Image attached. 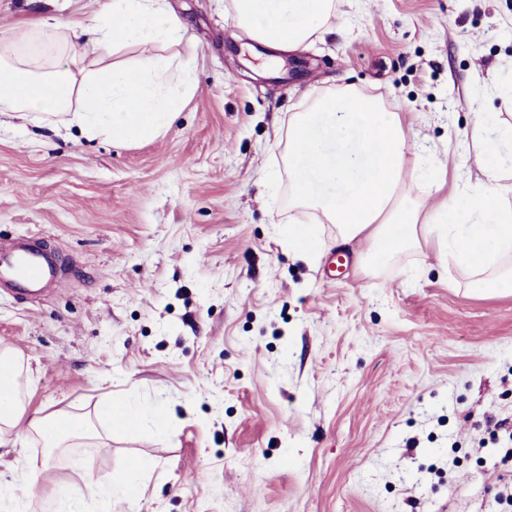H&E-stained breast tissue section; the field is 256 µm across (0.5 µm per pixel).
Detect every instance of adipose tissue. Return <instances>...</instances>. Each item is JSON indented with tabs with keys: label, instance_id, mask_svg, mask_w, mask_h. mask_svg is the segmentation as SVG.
Segmentation results:
<instances>
[{
	"label": "adipose tissue",
	"instance_id": "obj_1",
	"mask_svg": "<svg viewBox=\"0 0 512 512\" xmlns=\"http://www.w3.org/2000/svg\"><path fill=\"white\" fill-rule=\"evenodd\" d=\"M239 27L251 40L280 51L301 48L326 26L336 0H232ZM87 40L82 26L57 34L55 24L32 23L26 46H0V112H19L35 122L69 115L81 132L123 142L165 133L184 103L188 84L173 85L179 64L197 52L186 41L183 19L165 0H108ZM180 45L181 61L146 56L133 64L111 63L129 41ZM480 175L430 211L405 189L407 154L419 147L402 113L377 97L347 87L311 99L288 120L283 161L291 179V205L310 212L313 224H331L336 240L365 241L359 263L387 265L397 254L430 242L462 269L478 293L512 285V203L503 183L505 151H512V124L483 112L474 134ZM31 372L9 351L0 352V447L37 437L46 447L94 437L93 428L65 413L27 408Z\"/></svg>",
	"mask_w": 512,
	"mask_h": 512
}]
</instances>
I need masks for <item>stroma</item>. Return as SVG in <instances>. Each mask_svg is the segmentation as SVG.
I'll return each instance as SVG.
<instances>
[{
	"label": "stroma",
	"mask_w": 512,
	"mask_h": 512,
	"mask_svg": "<svg viewBox=\"0 0 512 512\" xmlns=\"http://www.w3.org/2000/svg\"><path fill=\"white\" fill-rule=\"evenodd\" d=\"M104 0H0V42L31 18L91 25ZM197 47L167 132L138 145L0 119V246L47 255L40 295L0 286V349L28 362L29 411L92 418L73 448L0 447V475L45 460L27 512H72L153 467L136 507L103 512H512V295L469 292L438 246L361 268L365 242L312 263L281 244L288 118L346 86L402 112L424 209L479 174V113L512 123V0H336L286 70L255 72L222 0H169ZM139 420L109 434L106 398ZM94 451V477L76 457Z\"/></svg>",
	"instance_id": "35a3bbf8"
}]
</instances>
